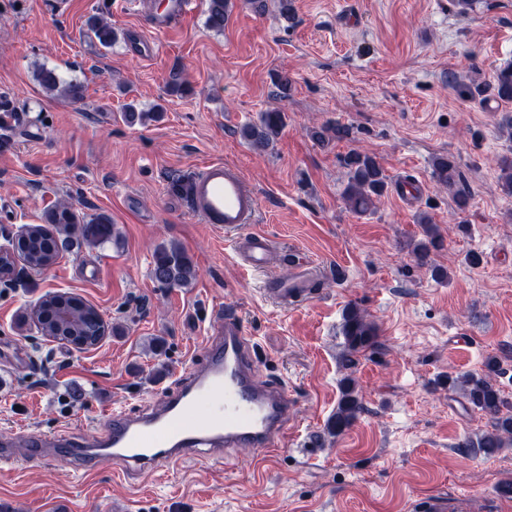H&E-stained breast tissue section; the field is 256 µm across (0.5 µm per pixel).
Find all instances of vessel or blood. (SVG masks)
Here are the masks:
<instances>
[{
	"instance_id": "1",
	"label": "vessel or blood",
	"mask_w": 512,
	"mask_h": 512,
	"mask_svg": "<svg viewBox=\"0 0 512 512\" xmlns=\"http://www.w3.org/2000/svg\"><path fill=\"white\" fill-rule=\"evenodd\" d=\"M131 2L148 10L146 0ZM194 8L195 0H166L163 9L148 10V31L137 38L138 55L152 53L156 37L172 31ZM184 203L202 223L232 237L244 269L266 271L282 261L271 238L253 229L259 193L235 165L203 164L186 184ZM265 292L284 305L302 302L314 294L313 276L302 267L293 278L268 281ZM107 418L95 442L69 434L24 435L17 450L10 441L0 442V459L78 458L91 465L104 454L124 471L150 474L196 457L219 459L229 449L257 448L273 455L288 445L295 407L286 386L258 377L244 323L228 309L209 317L201 361L179 374L177 389L160 405L139 412L116 406Z\"/></svg>"
}]
</instances>
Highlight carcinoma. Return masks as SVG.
Returning a JSON list of instances; mask_svg holds the SVG:
<instances>
[{
    "mask_svg": "<svg viewBox=\"0 0 512 512\" xmlns=\"http://www.w3.org/2000/svg\"><path fill=\"white\" fill-rule=\"evenodd\" d=\"M232 0H209L206 24L215 31L224 30V22L231 11ZM87 36L96 40L104 49L112 48L118 40L112 24L100 16H91L86 21ZM39 85L47 92L56 94L71 102L84 99V85L80 82L62 80L55 70L41 67L35 74ZM453 86L462 95L488 94L496 101L512 102V63L499 69L492 81L473 87L457 79ZM158 118V111L137 108L133 103L125 105L121 120L129 126H144ZM285 126V114L280 110L261 113L259 121L241 128V137L252 148L265 151L274 145ZM345 130L338 126L323 125L311 130V137L325 146L333 139L340 138ZM348 182L344 189V200L350 211L364 214L375 205L387 190L388 182L384 170L376 157L362 152H352L345 160ZM433 176L440 185L454 190L459 208L468 204L466 191L460 188V174L453 160L438 157L433 161ZM499 187L503 194L512 196V159L503 157ZM424 239L412 249L417 265L431 272L436 279H445L447 271L431 263L430 254L442 245V238L436 226L423 217L420 219ZM74 241L86 245H101L106 242L118 243L119 234L115 225L105 215L87 217L76 212L71 204L61 203L47 210L43 223L27 224L19 234L13 250L33 269L51 266L61 253ZM151 278L161 288H182L196 276L190 257L178 244L171 242L160 245L154 252ZM41 316V333L46 337L62 338L72 345L82 344L89 349L95 346L114 327L105 322L98 310L70 293H47L38 301ZM342 333L344 336L343 360L354 363V358L378 346V331L374 322L367 319L356 305L348 306L343 312ZM501 370L500 362L491 358L485 363L481 374L464 373L458 377L448 376V390L457 385L464 386V397L471 408L489 417L492 429L475 439L468 438L461 447L477 456H493L505 448L512 447V406L504 399L496 386L493 376ZM362 411V402L355 383L348 378L341 385V397L336 410L327 423V431L334 436L344 433Z\"/></svg>",
    "mask_w": 512,
    "mask_h": 512,
    "instance_id": "carcinoma-1",
    "label": "carcinoma"
}]
</instances>
